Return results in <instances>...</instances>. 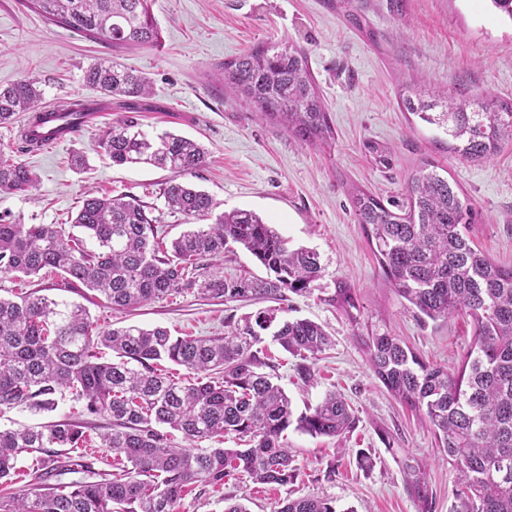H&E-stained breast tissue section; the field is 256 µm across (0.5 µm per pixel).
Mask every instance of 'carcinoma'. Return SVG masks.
I'll use <instances>...</instances> for the list:
<instances>
[{
    "label": "carcinoma",
    "mask_w": 512,
    "mask_h": 512,
    "mask_svg": "<svg viewBox=\"0 0 512 512\" xmlns=\"http://www.w3.org/2000/svg\"><path fill=\"white\" fill-rule=\"evenodd\" d=\"M152 4L25 0L54 25L125 48L159 43ZM83 81L120 99L124 108L100 141L112 163L172 172L162 189L168 207L211 224L187 230L166 246L157 218L140 199L126 193L92 196L68 228L0 218L1 273L59 272L60 287L96 291L114 310L188 290L226 305L313 294L324 275L315 250L289 247L251 210L214 214L219 203L180 180L205 164L206 152L190 138L168 132L154 137L142 129L133 112L151 92L147 77L102 59L84 71ZM224 88L262 117L281 122L302 144L333 138L306 52L289 41L256 46L224 63ZM41 97L28 78L0 86V125L29 113L32 149L43 142ZM401 104L437 129L435 144L468 162L489 161L512 144V99L435 90L425 98L405 95ZM61 111L79 117L93 111V102L75 98ZM37 183L32 169L0 150V193L28 192ZM350 199L395 294L422 320L462 315L472 323V342L454 372L425 362L399 337L377 331L361 337L371 370L396 400L419 414L459 471L455 512H512V266L496 263L473 244V208L433 161L408 177L402 203H386L360 188L350 191ZM75 228L95 248H87ZM237 248L249 252L266 276H225L224 254ZM325 301L352 329L359 328L351 283L335 282ZM224 327V335L208 337H174L161 326L100 330L80 304L36 291L17 301L0 298V409L51 412L55 395L72 391L86 414L111 420L97 437L112 453L115 469L99 473L89 463L83 449L91 436L83 423L0 430V485L13 483L24 453L35 454L38 473L29 488L0 493V512H176L184 493L220 487L236 474L259 485L293 483L298 473L285 438L288 428L339 437L355 417L334 392L295 414L262 344L270 335L288 354L313 362L331 339L309 319H277L273 308L236 322L227 318ZM104 349L112 359H103ZM163 361L192 378L171 379ZM174 431L189 447L175 445ZM228 437L235 447H223ZM406 469L419 512H433L426 466L416 460ZM69 474L80 478L64 480ZM277 512H336V506L331 498L307 495L284 500Z\"/></svg>",
    "instance_id": "1"
}]
</instances>
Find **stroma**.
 I'll return each instance as SVG.
<instances>
[{
	"label": "stroma",
	"mask_w": 512,
	"mask_h": 512,
	"mask_svg": "<svg viewBox=\"0 0 512 512\" xmlns=\"http://www.w3.org/2000/svg\"><path fill=\"white\" fill-rule=\"evenodd\" d=\"M161 30L155 47L122 48L46 22L22 0H0V86L35 79L43 106L80 96L102 101L83 83L85 69L108 58L152 84L139 110L144 130L172 131L200 143L207 162L189 181L221 210L258 213L289 247L316 250L325 268L319 285L353 284L360 329L319 294L279 302L282 319L307 318L333 344L303 377L302 361L278 345L279 382L296 412L341 394L357 416L336 438L288 429L297 480L285 487L231 478L223 488L199 487L178 512H224L228 496L246 497L249 512H276L283 498L325 495L337 512H418L406 457L426 463L434 512H453L460 474L442 457L429 428L394 399L372 372L360 343L369 332L400 336L424 361L458 368L471 340L468 318L420 322L385 279L349 191L358 186L382 199H403L406 183L424 161L448 172L477 211L474 244L494 261L512 265V147L481 164L436 151L430 126L403 110L406 85L512 99V20L490 0H154ZM287 40L305 49L330 116L334 137L307 146L278 123L256 117L224 91V64L254 46ZM107 104L100 120L67 142L26 150L21 122L0 125V148L39 176L37 187L0 194V218L16 224H70L89 196L128 193L148 203L162 235L174 239L187 218L160 194L168 171L149 165L115 166L99 142L118 113ZM88 165L73 168L72 154ZM59 275L28 279L0 273V297L32 289L84 305L98 327L163 326L175 336H220L228 315L242 317L261 302L234 307L187 291L130 312L105 306L97 292L62 288Z\"/></svg>",
	"instance_id": "stroma-1"
}]
</instances>
